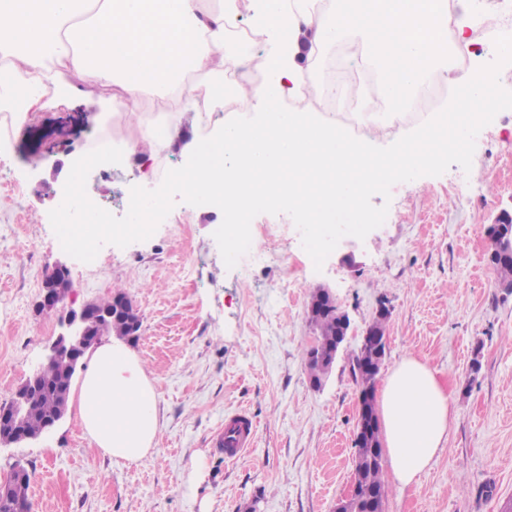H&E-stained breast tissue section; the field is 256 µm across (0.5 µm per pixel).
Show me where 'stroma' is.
Instances as JSON below:
<instances>
[{"label": "stroma", "instance_id": "stroma-1", "mask_svg": "<svg viewBox=\"0 0 512 512\" xmlns=\"http://www.w3.org/2000/svg\"><path fill=\"white\" fill-rule=\"evenodd\" d=\"M111 90L44 107L0 136V404L43 362L64 331L38 313L44 281L68 271L65 308L125 291L142 335L131 349L157 394L160 432L135 464L112 461L76 414L40 438L0 447V481L31 475L32 512H333L353 473L359 386L351 354L387 305L385 368L415 357L450 390L448 439L419 486L390 485L384 512H507L512 507V292L487 263L484 226L512 211V109L476 137L470 170L395 184L384 224L354 246L338 243L315 267L285 213L251 222L250 263L227 268L214 233L223 214L183 199L147 240L106 244L92 262L69 254L49 219L65 170L112 116ZM129 156L92 169L88 197L121 217L141 185ZM329 289L353 334L321 390L303 351L314 330L313 289ZM258 425L252 448L224 453V418Z\"/></svg>", "mask_w": 512, "mask_h": 512}]
</instances>
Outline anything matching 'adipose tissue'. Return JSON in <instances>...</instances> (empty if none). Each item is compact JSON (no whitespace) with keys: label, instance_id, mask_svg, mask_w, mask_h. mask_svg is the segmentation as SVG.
I'll list each match as a JSON object with an SVG mask.
<instances>
[{"label":"adipose tissue","instance_id":"adipose-tissue-1","mask_svg":"<svg viewBox=\"0 0 512 512\" xmlns=\"http://www.w3.org/2000/svg\"><path fill=\"white\" fill-rule=\"evenodd\" d=\"M0 0V104L17 105V122L47 91L86 97L113 86V110L138 123L124 152L149 159L172 147L183 114L201 122V103L231 68L262 74L261 83L236 86L238 117L213 121L194 141L177 172L179 187L207 197L233 215L224 234L237 238L255 203L287 207L316 226L355 209L368 189L391 177L442 162L445 145L417 153L427 129L486 120L487 87L495 60L471 55L468 33L485 0ZM248 14L261 47L242 53L227 33ZM311 32V52L349 42L353 59L381 73L379 90L395 109L368 115V137H350L311 105L319 83L296 62L298 36ZM471 55L469 67L455 64ZM202 73L186 80L187 69ZM447 82L451 94L426 128H397L410 92L426 76ZM166 89L179 109L140 119L143 98ZM293 99L297 109L282 108ZM72 402L84 434L117 461L136 463L160 431L155 389L141 360L119 339L98 346L76 382ZM380 414L390 471L403 487L419 485L448 437L451 396L435 373L414 358L392 368L381 388Z\"/></svg>","mask_w":512,"mask_h":512}]
</instances>
